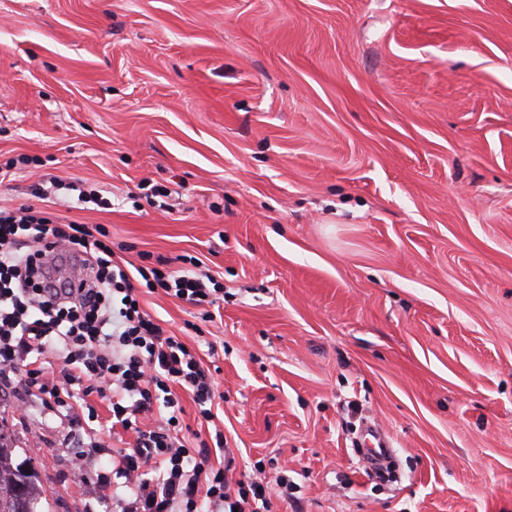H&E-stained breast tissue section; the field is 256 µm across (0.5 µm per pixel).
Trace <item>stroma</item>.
Returning <instances> with one entry per match:
<instances>
[{"mask_svg":"<svg viewBox=\"0 0 512 512\" xmlns=\"http://www.w3.org/2000/svg\"><path fill=\"white\" fill-rule=\"evenodd\" d=\"M23 204L217 280L199 307L138 292L218 384L210 422L180 393L187 445L223 433L304 512H512V0H0V206ZM97 412L107 455L74 471L68 421L0 396L50 512H115L133 437Z\"/></svg>","mask_w":512,"mask_h":512,"instance_id":"obj_1","label":"stroma"}]
</instances>
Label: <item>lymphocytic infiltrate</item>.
<instances>
[{
	"mask_svg": "<svg viewBox=\"0 0 512 512\" xmlns=\"http://www.w3.org/2000/svg\"><path fill=\"white\" fill-rule=\"evenodd\" d=\"M63 242L83 257L74 288L57 287L42 270V258ZM139 278L191 304L213 293L214 279L199 264L135 276L88 227L53 223L30 206L1 208L0 393H17L21 407L30 396L49 400L71 416L92 447L72 459L77 469L94 463L102 445L85 424L86 398L107 401L113 425L134 436L112 461L113 480L131 491L121 512H271L272 489L287 487L285 476L233 478L231 449L216 467L207 443L190 448L180 438L183 408L173 387L191 394L209 419L216 382L185 343L141 309ZM51 358L61 368L49 381L42 367ZM145 419L152 422L146 429Z\"/></svg>",
	"mask_w": 512,
	"mask_h": 512,
	"instance_id": "1",
	"label": "lymphocytic infiltrate"
}]
</instances>
